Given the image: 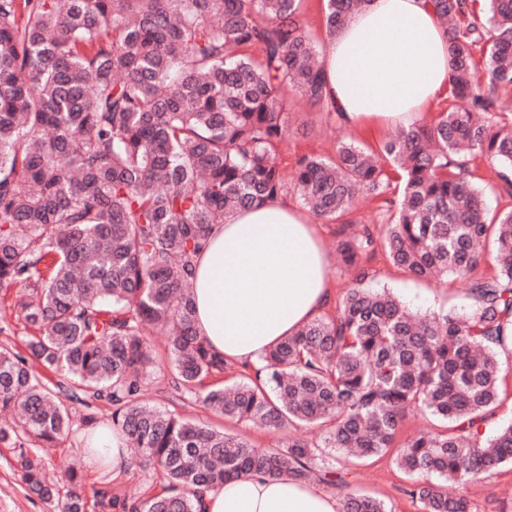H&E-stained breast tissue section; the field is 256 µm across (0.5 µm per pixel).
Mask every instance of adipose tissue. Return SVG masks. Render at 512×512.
<instances>
[{
  "mask_svg": "<svg viewBox=\"0 0 512 512\" xmlns=\"http://www.w3.org/2000/svg\"><path fill=\"white\" fill-rule=\"evenodd\" d=\"M327 102L345 127L407 126L448 87V45L428 0H369L323 50ZM318 224L283 197L214 225L193 280L197 331L230 363H255L322 317L334 289ZM204 512H341L311 483L248 475L208 490Z\"/></svg>",
  "mask_w": 512,
  "mask_h": 512,
  "instance_id": "ef3b65f1",
  "label": "adipose tissue"
}]
</instances>
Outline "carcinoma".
I'll return each mask as SVG.
<instances>
[{"mask_svg": "<svg viewBox=\"0 0 512 512\" xmlns=\"http://www.w3.org/2000/svg\"><path fill=\"white\" fill-rule=\"evenodd\" d=\"M331 36L368 0H325ZM300 0H0V289H19L38 334L24 355L0 347V409L17 428L28 491L43 501L40 450L71 429L68 400L30 365L67 377L112 406V427L163 492L93 495L115 512H203V493L246 474L348 487L337 457L392 454L423 476L410 491L423 512H472L457 488L512 464V423L489 438L512 360V208L490 213L469 173L484 156L512 195V0H431L448 38V104L431 123L399 128L374 149L297 159L292 179L273 162L288 138L286 90L325 106L319 46ZM402 181L389 196V171ZM293 193L340 224L353 271L335 315L307 324L244 363L229 364L195 329V259L224 215ZM389 215L382 231L341 225L359 195ZM382 248L416 279L451 277L473 307L412 315L362 266ZM494 253L496 274L475 271ZM168 335L169 387L229 419L274 432L325 430L258 448L144 401L155 363L145 330ZM437 431L396 442L406 412ZM63 512H85L75 470ZM343 512H388L348 493Z\"/></svg>", "mask_w": 512, "mask_h": 512, "instance_id": "carcinoma-1", "label": "carcinoma"}]
</instances>
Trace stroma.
I'll list each match as a JSON object with an SVG mask.
<instances>
[{
  "label": "stroma",
  "instance_id": "stroma-1",
  "mask_svg": "<svg viewBox=\"0 0 512 512\" xmlns=\"http://www.w3.org/2000/svg\"><path fill=\"white\" fill-rule=\"evenodd\" d=\"M284 119L288 126V139L276 153L275 161L284 176H292L296 160L304 155L329 157L335 154L336 144L342 139H355L368 146H376L386 133V127L368 125L351 130L340 125L335 114L310 106L299 95L288 97ZM374 276V286H386L400 297L414 312L430 314L450 306H469L470 300L460 282L440 283L422 281L393 267L384 252H376L367 262ZM151 404L161 406L181 415L204 421L217 428H225L241 435L260 448L285 443L287 438L321 439V431L313 426H302L284 435L271 432L245 422L227 421L194 401H176L168 394L164 377H156L147 393ZM73 430L68 437L50 449L46 457L47 473L57 481L59 491H66L61 483L63 473L78 469L87 494L86 512H108L96 503L94 490L105 487L112 495L123 497L134 494L160 492L164 483L158 471H143L130 467L114 472L105 466H92L86 461V439L90 425L108 426L112 423V408L102 402L72 408ZM340 466L347 473L351 490L382 500L389 512H423L421 504L409 491L416 476L396 467L391 456L376 457L363 463L341 460ZM474 512H512V465L500 467L482 479L468 483L463 488ZM0 512H61L57 502H45L31 494L20 478L12 445L0 443Z\"/></svg>",
  "mask_w": 512,
  "mask_h": 512
}]
</instances>
